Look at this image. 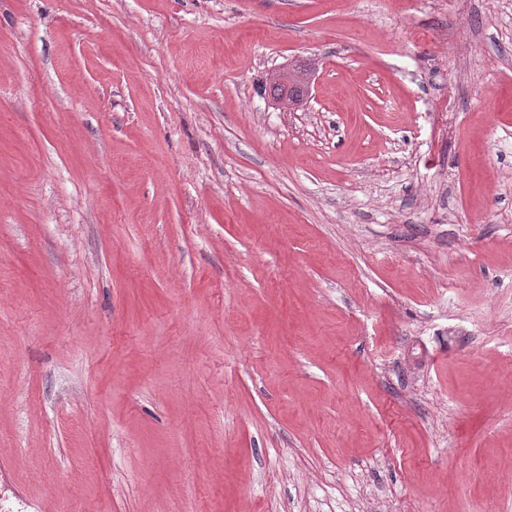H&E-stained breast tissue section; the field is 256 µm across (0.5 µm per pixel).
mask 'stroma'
I'll use <instances>...</instances> for the list:
<instances>
[{"label": "stroma", "mask_w": 512, "mask_h": 512, "mask_svg": "<svg viewBox=\"0 0 512 512\" xmlns=\"http://www.w3.org/2000/svg\"><path fill=\"white\" fill-rule=\"evenodd\" d=\"M0 512H512V0H0Z\"/></svg>", "instance_id": "stroma-1"}]
</instances>
